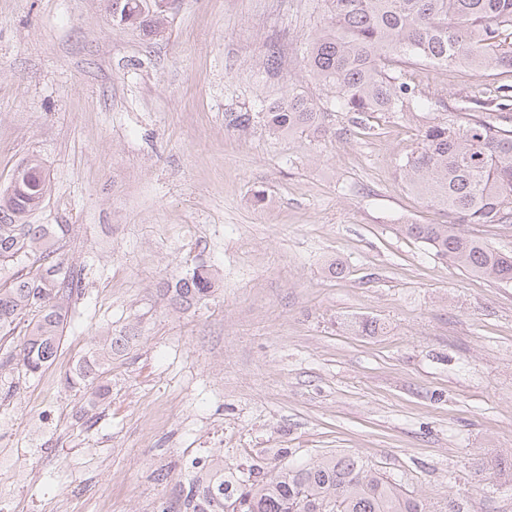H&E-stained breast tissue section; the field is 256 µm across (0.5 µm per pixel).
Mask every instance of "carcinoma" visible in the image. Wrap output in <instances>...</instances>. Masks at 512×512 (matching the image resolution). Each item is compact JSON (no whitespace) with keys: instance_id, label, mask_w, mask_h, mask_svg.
<instances>
[{"instance_id":"obj_1","label":"carcinoma","mask_w":512,"mask_h":512,"mask_svg":"<svg viewBox=\"0 0 512 512\" xmlns=\"http://www.w3.org/2000/svg\"><path fill=\"white\" fill-rule=\"evenodd\" d=\"M326 25L306 47L308 76L336 93L343 112L361 125L368 112H404L418 104L401 64L512 72V0H324ZM127 26L148 34L164 28L169 0H112ZM442 119L424 127L420 146L399 165L406 184L448 213V224H404L402 231L470 273L512 282V255L480 237L468 224H512V85L499 84L485 98H464ZM274 133L329 131L327 113L296 93L271 102L265 112H236L228 124L245 131L257 117ZM27 186L0 192V266L17 267L0 287V335L31 317L18 350L0 362L35 375L55 360L67 318L65 302L82 294L81 274L50 259L65 224H31L28 217L50 191L41 161L27 159ZM43 263L25 273L32 256ZM172 305L189 309L214 292L209 269L199 266L164 287ZM134 337L106 335L76 369V378L102 397L109 386L102 368L124 354ZM184 512H432L427 500L370 469L357 456H322L309 463L274 465L266 472L224 475V460L204 463L189 479Z\"/></svg>"}]
</instances>
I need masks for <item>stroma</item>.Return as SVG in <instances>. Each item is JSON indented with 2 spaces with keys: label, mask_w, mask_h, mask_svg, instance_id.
Masks as SVG:
<instances>
[{
  "label": "stroma",
  "mask_w": 512,
  "mask_h": 512,
  "mask_svg": "<svg viewBox=\"0 0 512 512\" xmlns=\"http://www.w3.org/2000/svg\"><path fill=\"white\" fill-rule=\"evenodd\" d=\"M325 17L324 0H176L146 37L103 0H0V190L42 161L30 221L68 225L55 258L83 288L54 364L0 375V512H165L195 462L331 454L436 512H512V283L404 234L448 216L397 171L437 102L512 72L409 65L422 106L356 127L305 68ZM292 93L330 135L229 126ZM201 265L215 292L176 308L161 282ZM365 319L376 334L349 330ZM108 331L137 339L98 400L66 378Z\"/></svg>",
  "instance_id": "35a3bbf8"
}]
</instances>
